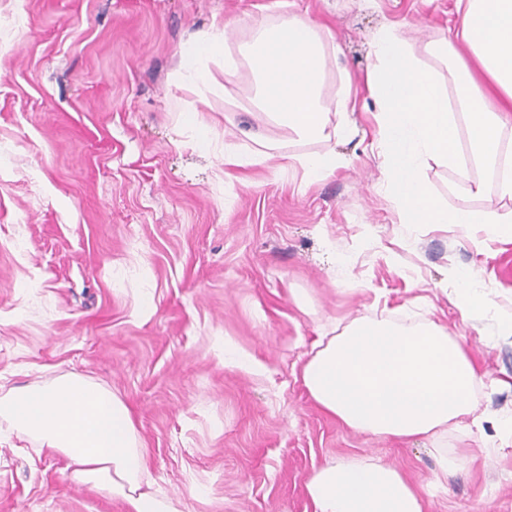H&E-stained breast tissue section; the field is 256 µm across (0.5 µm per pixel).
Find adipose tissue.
Listing matches in <instances>:
<instances>
[{
	"label": "adipose tissue",
	"mask_w": 512,
	"mask_h": 512,
	"mask_svg": "<svg viewBox=\"0 0 512 512\" xmlns=\"http://www.w3.org/2000/svg\"><path fill=\"white\" fill-rule=\"evenodd\" d=\"M460 23L439 55H452L459 77L473 83L469 61L500 101L494 111L467 112L473 159L490 179L469 183L468 193L512 201V0H456ZM227 29L197 32L181 51L176 86L220 95L223 87L209 67L223 58L225 75L248 64L262 110L298 139L330 134L351 137L355 100L349 85L332 99L322 95L326 34L309 18L285 13L256 31L240 50L227 54ZM465 53H458V46ZM373 61L366 89L378 105L377 156L382 184L399 204L402 224L487 226L512 241V208L448 209L436 204L418 174L431 160L460 168L455 108L438 76L421 66L400 27L379 28L371 41ZM340 125L330 127V114ZM448 284L462 320L495 313L481 283L470 272L452 269ZM310 397L350 429L373 436L412 439L447 434L449 426L471 421L474 390L481 378L463 345L434 322H401L362 315L339 333L320 335L302 368ZM0 420L12 433L65 457L72 476L124 501L129 512H180L178 499L150 490L144 449L123 399L112 389L76 372L43 384L10 388L0 395ZM314 512H424L420 494L394 466L372 459L331 462L306 485Z\"/></svg>",
	"instance_id": "obj_1"
}]
</instances>
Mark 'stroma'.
<instances>
[{
    "label": "stroma",
    "instance_id": "obj_1",
    "mask_svg": "<svg viewBox=\"0 0 512 512\" xmlns=\"http://www.w3.org/2000/svg\"><path fill=\"white\" fill-rule=\"evenodd\" d=\"M286 0H0V386L75 371L119 393L144 443L154 489L182 512H314L306 483L332 461L398 468L425 512H512V335L493 317L462 321L448 268L471 270L512 311V243L480 227L402 224L380 187L377 105L364 85L371 38L403 26L451 97L453 58L433 51L455 0H295L331 30L323 88L350 83L358 132L304 142L252 101L241 65L226 93L197 103L172 75L180 49L229 22L230 52L276 21ZM196 102L214 147L178 101ZM281 156L333 152L346 167L305 183L279 159L216 174L221 146L248 155L249 133ZM475 162H434L420 176L451 208L497 207L467 194ZM151 312H138L142 297ZM428 318L467 349L482 383L481 428L403 441L356 432L324 412L301 379L319 328L360 315ZM248 366L224 362L225 345ZM460 465L442 476L437 448ZM0 512H127L72 480L63 456L0 445Z\"/></svg>",
    "mask_w": 512,
    "mask_h": 512
}]
</instances>
